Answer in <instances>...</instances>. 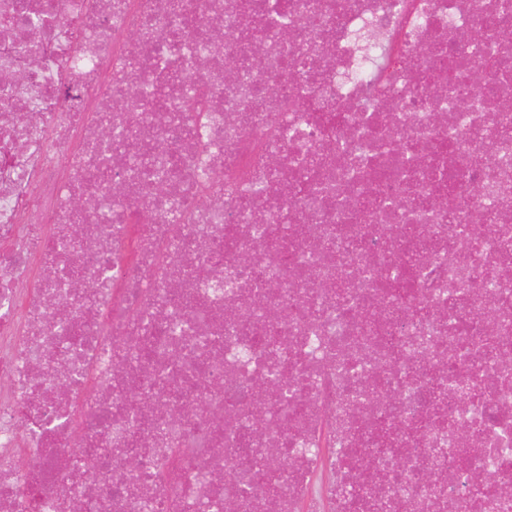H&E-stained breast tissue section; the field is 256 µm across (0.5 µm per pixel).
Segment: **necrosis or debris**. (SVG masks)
I'll return each instance as SVG.
<instances>
[{"label": "necrosis or debris", "instance_id": "obj_1", "mask_svg": "<svg viewBox=\"0 0 512 512\" xmlns=\"http://www.w3.org/2000/svg\"><path fill=\"white\" fill-rule=\"evenodd\" d=\"M77 500L512 512V0H0V512Z\"/></svg>", "mask_w": 512, "mask_h": 512}]
</instances>
